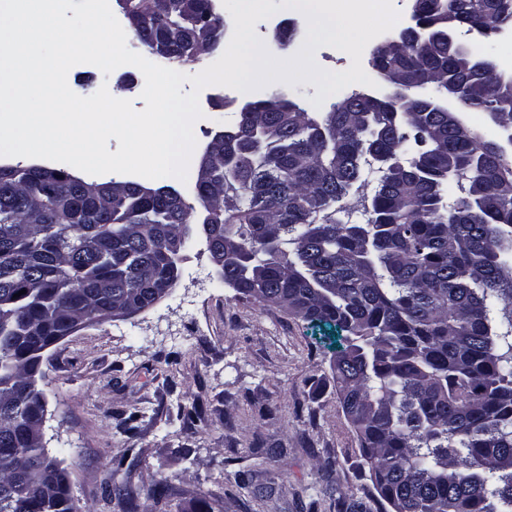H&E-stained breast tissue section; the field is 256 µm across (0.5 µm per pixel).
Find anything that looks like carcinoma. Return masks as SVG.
<instances>
[{
	"label": "carcinoma",
	"instance_id": "obj_1",
	"mask_svg": "<svg viewBox=\"0 0 512 512\" xmlns=\"http://www.w3.org/2000/svg\"><path fill=\"white\" fill-rule=\"evenodd\" d=\"M131 39L167 63L223 39L212 0H119ZM425 44L381 47L379 76L460 87L467 108L512 122V85L462 57L454 33L512 24L505 0H413ZM409 117L353 92L318 117L256 101L211 176L194 184L216 225L224 283L349 333L331 365L363 468L394 512H512V157L461 113L412 96ZM410 153L401 164L378 157ZM380 173L365 193L364 168ZM459 193L452 206L445 195ZM359 196L370 217L332 207ZM195 206L126 182L86 196L74 177L0 167V512H79L65 470L33 428L46 411L43 349L70 330L174 288L169 243ZM24 294H19V291Z\"/></svg>",
	"mask_w": 512,
	"mask_h": 512
}]
</instances>
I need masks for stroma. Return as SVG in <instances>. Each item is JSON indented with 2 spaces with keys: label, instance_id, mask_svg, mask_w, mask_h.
I'll use <instances>...</instances> for the list:
<instances>
[{
  "label": "stroma",
  "instance_id": "1",
  "mask_svg": "<svg viewBox=\"0 0 512 512\" xmlns=\"http://www.w3.org/2000/svg\"><path fill=\"white\" fill-rule=\"evenodd\" d=\"M273 2L278 12L255 31L286 60L300 50L308 22ZM68 84L81 96L104 85L135 109L146 106L144 77L133 66L107 76L72 70ZM199 103L195 163L239 112L219 88L203 89ZM344 337L238 294L195 234L164 299L47 350L39 382L45 446L66 470L80 512H119L108 494L116 486L133 493L136 512H338L341 501L381 512L332 378ZM192 404L201 419L188 430L180 412ZM133 411L139 426L124 431L118 417Z\"/></svg>",
  "mask_w": 512,
  "mask_h": 512
}]
</instances>
